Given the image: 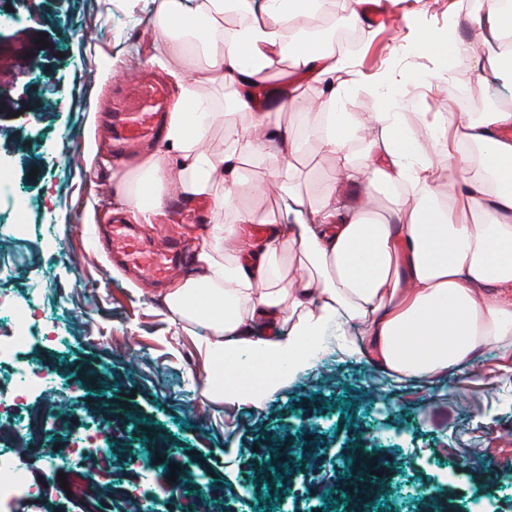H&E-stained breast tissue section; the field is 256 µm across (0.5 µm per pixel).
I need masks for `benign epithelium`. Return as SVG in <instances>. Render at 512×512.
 I'll use <instances>...</instances> for the list:
<instances>
[{
  "label": "benign epithelium",
  "mask_w": 512,
  "mask_h": 512,
  "mask_svg": "<svg viewBox=\"0 0 512 512\" xmlns=\"http://www.w3.org/2000/svg\"><path fill=\"white\" fill-rule=\"evenodd\" d=\"M311 442L302 439L298 442H273L261 448L262 463L269 477H274L281 471L280 459L288 455H300L299 469L307 473L311 484L321 485L332 483L335 495L345 506V512H375V506L379 497L382 481L385 475V468L376 459L358 454L345 467L351 477L343 480L320 479L314 470L307 466L310 455ZM371 468L375 475L367 481L363 479L366 468Z\"/></svg>",
  "instance_id": "7a95c632"
}]
</instances>
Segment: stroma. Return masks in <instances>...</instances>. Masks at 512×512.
Listing matches in <instances>:
<instances>
[{
  "label": "stroma",
  "mask_w": 512,
  "mask_h": 512,
  "mask_svg": "<svg viewBox=\"0 0 512 512\" xmlns=\"http://www.w3.org/2000/svg\"><path fill=\"white\" fill-rule=\"evenodd\" d=\"M388 25L364 21L345 55L353 87L344 111L361 118L378 111L377 73L429 72L415 53L403 15L420 13L442 29L462 3L486 0H408L390 8ZM153 0H0V18L26 22L0 27V295H37L38 317L56 334L33 336L0 375L22 366L47 370L51 385L32 392L27 414L45 416L24 438L0 480L23 475L46 485L42 508L17 498L12 512H123L125 492L141 491L142 512H181L173 477H200L198 503L218 494L226 512H253L268 497L258 477L265 440L315 438L309 462L335 474L357 453L387 463L384 512H512V357L485 361L469 380L445 374L391 384L374 361L337 356L244 411L201 390L218 364L207 355L204 326L174 322L164 297L171 282L130 279L110 265L109 238L85 229L116 221L124 204L112 181L113 83L107 71H148L155 31ZM46 44H39V36ZM458 83L469 92L464 111H489L512 100L494 77L477 80L470 62ZM448 87L424 92L402 80L409 101L404 120L446 108ZM209 203L170 206L161 223L138 227L155 248L177 243L187 254L177 279L199 275L193 256L211 227ZM470 404L459 409L458 393ZM85 438L86 451L47 470V451ZM282 512H326L329 501L302 474L290 475Z\"/></svg>",
  "instance_id": "1"
}]
</instances>
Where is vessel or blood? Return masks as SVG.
<instances>
[{
  "label": "vessel or blood",
  "instance_id": "b4317fda",
  "mask_svg": "<svg viewBox=\"0 0 512 512\" xmlns=\"http://www.w3.org/2000/svg\"><path fill=\"white\" fill-rule=\"evenodd\" d=\"M117 99L119 106L112 114V144L117 153H131L157 137L168 110L167 91L160 82L133 78L119 82ZM111 239L123 261L144 277L164 279L174 269L175 252L144 246L134 225H112Z\"/></svg>",
  "mask_w": 512,
  "mask_h": 512
}]
</instances>
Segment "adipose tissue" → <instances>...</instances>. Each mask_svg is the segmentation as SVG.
Returning <instances> with one entry per match:
<instances>
[{
	"mask_svg": "<svg viewBox=\"0 0 512 512\" xmlns=\"http://www.w3.org/2000/svg\"><path fill=\"white\" fill-rule=\"evenodd\" d=\"M364 0H160L151 65L178 88L160 148L113 174L133 219L154 223L170 198L210 202L211 239L197 254L200 277L166 295L181 320L205 324L209 353L224 364V404L242 408L311 370L328 322H358V336L336 344L349 357L369 355L392 382L436 377L468 365L481 351L512 342V104L464 112L455 93L457 65L512 85V0H492L469 14L479 39L414 26V50L448 85V108L423 112L405 129L403 101L390 74H378L380 109L356 121L337 106L350 89L345 57L309 36L362 22ZM325 82L307 97L304 79ZM314 112L296 134L279 111ZM247 125L234 124L235 113ZM225 127L221 152L206 140ZM338 161L337 177L359 184L361 197L304 196L295 159L308 141ZM361 141L351 154L352 141ZM448 162L457 193L446 199L433 177ZM255 161L262 181L240 177ZM276 188L280 212L240 206L244 196ZM294 257V271L284 260Z\"/></svg>",
	"mask_w": 512,
	"mask_h": 512,
	"instance_id": "adipose-tissue-1",
	"label": "adipose tissue"
}]
</instances>
